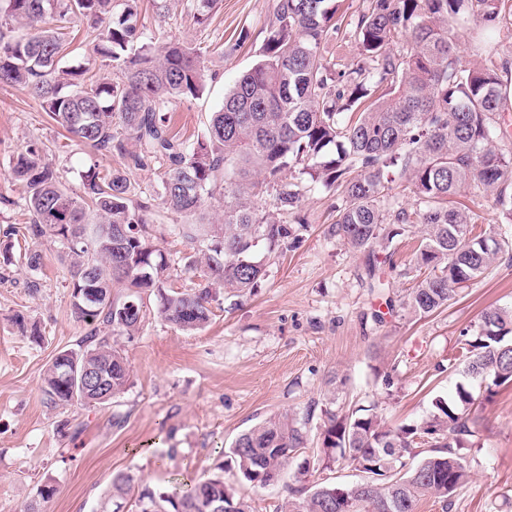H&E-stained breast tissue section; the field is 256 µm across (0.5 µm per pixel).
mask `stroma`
Listing matches in <instances>:
<instances>
[{
	"instance_id": "1",
	"label": "stroma",
	"mask_w": 512,
	"mask_h": 512,
	"mask_svg": "<svg viewBox=\"0 0 512 512\" xmlns=\"http://www.w3.org/2000/svg\"><path fill=\"white\" fill-rule=\"evenodd\" d=\"M273 0H219L211 22L194 23L185 0L156 10L143 0L146 35L206 47L212 73L202 97L173 104L171 131L191 145L205 135L224 94L256 61L272 17ZM246 43H238L241 27ZM38 142L65 186L80 192L88 166L107 172L119 157L95 152L73 139L17 87H0V232L29 221L24 187L12 175V159ZM335 198L315 190L298 215L310 229L300 247L267 261V276L255 294L220 296L211 323L198 331L177 329L151 318L143 331L118 337L130 378L114 402L50 409L41 394L42 375L60 349L75 347L83 329L71 316L70 274L60 243L15 236L18 259L0 281V512H96L112 476L130 474L136 486H163L171 478H199L228 461L235 438L259 421L281 413L304 416L314 403L342 413L360 406L381 415L386 426L412 424L432 401L448 396L463 380L461 333L477 325L489 307H512V261L503 260L471 282L442 312L414 318L403 310L374 324L381 296L361 280L365 257L350 251L326 229ZM156 244L172 262L169 283L193 287L181 271L189 244L169 235L178 215L156 205ZM394 267L387 270L390 294L402 298L413 285L415 240L397 239ZM43 256L29 270L25 252ZM23 312L42 332L41 343L20 336L11 318ZM390 384H383V377ZM472 447L463 449L470 481L450 507L422 500L416 512H512V384L495 388L474 409ZM227 483L255 512H274L283 486L256 489ZM50 484V501L37 494Z\"/></svg>"
}]
</instances>
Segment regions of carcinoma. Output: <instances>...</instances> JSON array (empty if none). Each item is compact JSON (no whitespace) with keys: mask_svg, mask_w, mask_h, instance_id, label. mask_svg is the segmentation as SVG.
<instances>
[{"mask_svg":"<svg viewBox=\"0 0 512 512\" xmlns=\"http://www.w3.org/2000/svg\"><path fill=\"white\" fill-rule=\"evenodd\" d=\"M258 58L224 95L204 140L189 147L171 135L165 111L176 100L196 99L207 86L205 51L180 40L153 43L139 24L142 0H0V84L20 87L41 102L73 138L124 166L100 175L89 169L83 191L69 192L33 143L17 153L12 172L25 186L30 223L23 236L46 235L66 250L71 288H105L109 302L71 303L85 330L79 348L58 351L43 373L41 391L52 409L84 400L78 378L63 373L61 359L105 373L108 400L126 389L129 369L117 338L139 334L151 312L182 331H198L213 315L219 293L243 296L260 287L265 265L258 247L282 256L309 231L293 215L317 187L337 193L336 221L327 234L365 255L362 280L382 288L378 254L391 261L396 237L418 235L415 268L422 276L400 302L426 317L446 307L460 290L484 277L504 257L512 260V234L472 236L470 212L451 198L471 188L493 198L512 223V60L500 36L512 35V0H363L349 21L342 0H274ZM217 0H186L195 22L205 24ZM97 29L94 54L112 77L91 80L88 69L60 66L72 18ZM25 25L14 37L1 19ZM473 54L459 55L462 31ZM349 48L339 66L324 61L322 46ZM163 168L162 203L182 216L219 208L224 220L172 224L205 255L198 269L185 258L183 273L200 276L190 289H167L170 262L153 242L152 203L136 192L125 168ZM405 178L396 196L389 174ZM3 232L0 280L14 262ZM202 274H197V271ZM157 294L150 309L147 297ZM12 323L30 341L37 323L21 313ZM465 374L449 397H437L417 424L389 428L377 413L345 414L326 407L318 441L310 438L312 413L274 415L241 433L228 452L241 484H278L290 460L308 455L317 468L339 460L371 473V489L312 483L310 468L287 487L276 512H415L436 498L448 503L470 479L460 450L475 436L472 407L512 382V308L482 312L462 334ZM430 443L427 454L419 441ZM133 477L112 476L97 512L132 491ZM254 512L224 481V468L186 490L141 489L139 512Z\"/></svg>","mask_w":512,"mask_h":512,"instance_id":"1","label":"carcinoma"}]
</instances>
